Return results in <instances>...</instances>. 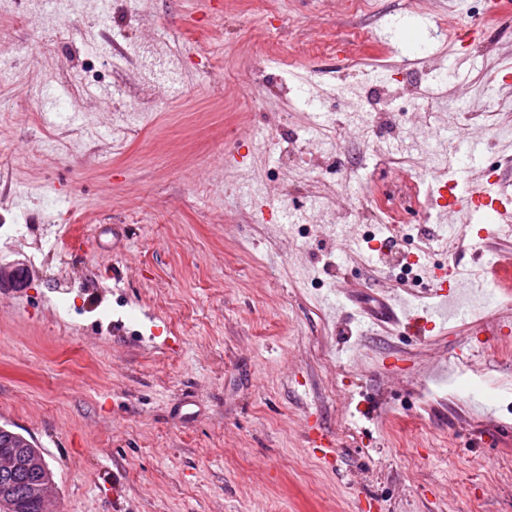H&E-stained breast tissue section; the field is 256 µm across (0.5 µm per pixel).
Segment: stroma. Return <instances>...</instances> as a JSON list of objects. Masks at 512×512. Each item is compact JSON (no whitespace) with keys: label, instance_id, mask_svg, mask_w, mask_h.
Masks as SVG:
<instances>
[{"label":"stroma","instance_id":"stroma-1","mask_svg":"<svg viewBox=\"0 0 512 512\" xmlns=\"http://www.w3.org/2000/svg\"><path fill=\"white\" fill-rule=\"evenodd\" d=\"M66 25L40 50L38 0L0 14V425L42 450L60 512H512V403L489 419L433 390L461 350L475 378L512 387L494 296L423 334L336 304L346 289L433 308L385 262L400 250L428 273L512 252L493 234L473 245L460 212L386 228L371 201H408L388 158H446L432 131L458 122L487 142L470 176L512 183V14L113 0L102 19L86 0ZM459 25L480 30L464 48ZM360 29L379 66L316 49ZM258 33L297 56L254 61ZM445 62L435 96L408 93ZM46 90L69 117L44 120Z\"/></svg>","mask_w":512,"mask_h":512}]
</instances>
